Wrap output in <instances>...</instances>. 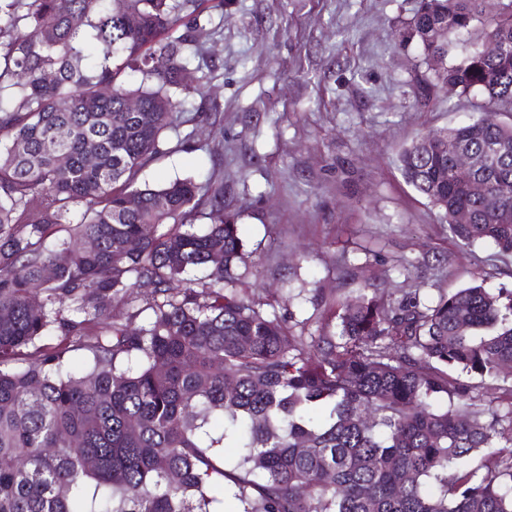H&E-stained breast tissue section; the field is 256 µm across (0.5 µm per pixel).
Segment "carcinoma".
I'll return each instance as SVG.
<instances>
[{
	"label": "carcinoma",
	"mask_w": 512,
	"mask_h": 512,
	"mask_svg": "<svg viewBox=\"0 0 512 512\" xmlns=\"http://www.w3.org/2000/svg\"><path fill=\"white\" fill-rule=\"evenodd\" d=\"M197 8L0 0V512H214L228 487L242 512H512V291L319 293L335 331L307 340L228 287L250 252L223 185L138 184L185 113L197 39L168 32ZM477 24L504 52L467 51L416 97L449 84L478 115L422 133L399 169L460 244L512 257V199L451 169L464 150L473 178L512 180V121L486 119L512 112V0H417L409 33L427 61ZM201 207L210 223H186ZM124 298L143 307L121 322Z\"/></svg>",
	"instance_id": "cac0c4a2"
}]
</instances>
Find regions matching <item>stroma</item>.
Wrapping results in <instances>:
<instances>
[{
  "mask_svg": "<svg viewBox=\"0 0 512 512\" xmlns=\"http://www.w3.org/2000/svg\"><path fill=\"white\" fill-rule=\"evenodd\" d=\"M415 0H202L188 70L193 121L144 180L213 175L256 262L238 287L294 333L327 329L314 294L419 289L435 300L481 278L512 290V259L461 246L404 180L400 152L421 132L467 121L476 98L438 88L407 30Z\"/></svg>",
  "mask_w": 512,
  "mask_h": 512,
  "instance_id": "35a3bbf8",
  "label": "stroma"
}]
</instances>
